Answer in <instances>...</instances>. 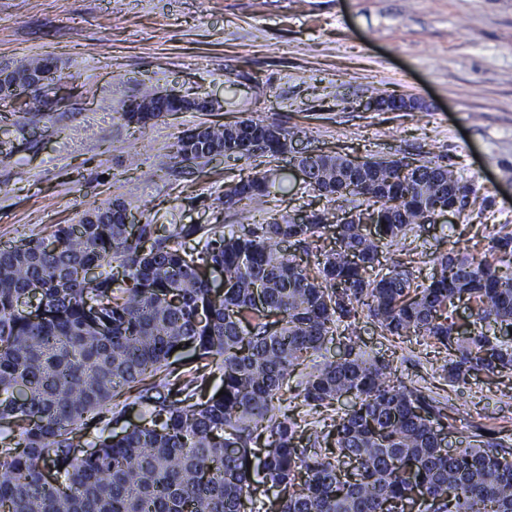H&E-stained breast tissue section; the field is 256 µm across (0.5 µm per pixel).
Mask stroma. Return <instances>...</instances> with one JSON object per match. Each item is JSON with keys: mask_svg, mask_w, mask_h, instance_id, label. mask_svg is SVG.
<instances>
[{"mask_svg": "<svg viewBox=\"0 0 512 512\" xmlns=\"http://www.w3.org/2000/svg\"><path fill=\"white\" fill-rule=\"evenodd\" d=\"M42 54L59 71L39 110L0 97V245L116 198L143 223L248 226L258 212L219 199L257 170L270 176L269 215L326 209L287 155L173 160L187 128L241 116L297 132L309 151L433 159L474 182L465 213L415 225L403 251L385 249L422 275L452 250L484 257L492 235L512 230V0H0V70ZM147 86L209 95L220 109L125 124L126 103ZM389 95L419 107L364 109ZM356 326L367 356L390 358L405 384L446 404L452 443L481 430L512 444V373L452 384L440 345Z\"/></svg>", "mask_w": 512, "mask_h": 512, "instance_id": "stroma-1", "label": "stroma"}]
</instances>
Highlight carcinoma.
Here are the masks:
<instances>
[{"label":"carcinoma","instance_id":"obj_1","mask_svg":"<svg viewBox=\"0 0 512 512\" xmlns=\"http://www.w3.org/2000/svg\"><path fill=\"white\" fill-rule=\"evenodd\" d=\"M293 137L260 119L214 124L179 139L176 156L276 158ZM311 178L308 190L336 207L304 224H126L115 199L0 246V512H241L246 500L264 512H383L416 496L418 512H512V452L481 433L448 452L435 400L352 347L297 383L316 413L352 397L334 448L300 447L301 425L276 402L360 310L389 336L442 345L450 383L512 371V273L452 251L425 280L381 261L426 214L455 205L466 180L435 160L405 170L336 153L318 156ZM268 184L241 177L220 203L263 204ZM354 197L395 222L368 229L343 209ZM488 254L512 258V231ZM461 302L471 327L456 322ZM178 345L198 362L183 379L170 370ZM216 371L225 394L195 398ZM125 386L137 388L143 423L116 432L108 405Z\"/></svg>","mask_w":512,"mask_h":512}]
</instances>
